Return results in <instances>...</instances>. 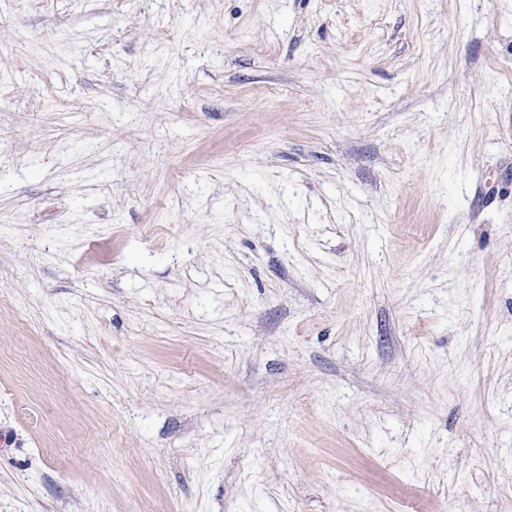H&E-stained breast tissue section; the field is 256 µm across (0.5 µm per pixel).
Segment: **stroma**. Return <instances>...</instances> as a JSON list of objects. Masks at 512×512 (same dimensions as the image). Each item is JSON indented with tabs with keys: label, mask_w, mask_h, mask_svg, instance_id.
<instances>
[{
	"label": "stroma",
	"mask_w": 512,
	"mask_h": 512,
	"mask_svg": "<svg viewBox=\"0 0 512 512\" xmlns=\"http://www.w3.org/2000/svg\"><path fill=\"white\" fill-rule=\"evenodd\" d=\"M0 512H512V0H0Z\"/></svg>",
	"instance_id": "stroma-1"
}]
</instances>
